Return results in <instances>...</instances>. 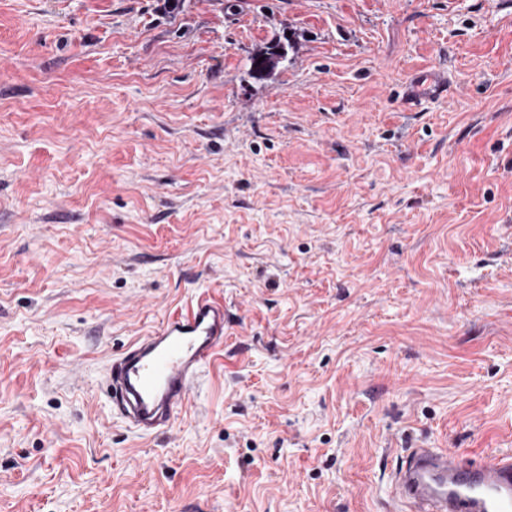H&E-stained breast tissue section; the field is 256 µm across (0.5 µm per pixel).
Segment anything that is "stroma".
I'll return each mask as SVG.
<instances>
[{"label": "stroma", "instance_id": "stroma-1", "mask_svg": "<svg viewBox=\"0 0 512 512\" xmlns=\"http://www.w3.org/2000/svg\"><path fill=\"white\" fill-rule=\"evenodd\" d=\"M202 294L139 436L106 367ZM420 444L512 450V0H0V512H388ZM291 48L289 37L274 36L264 47L256 51L250 58L249 73L253 78L265 79L281 67L287 58L288 50ZM281 49L282 53L277 52ZM260 57L264 60L257 64ZM448 85V73L442 69L433 70L417 78L404 97L409 104L420 106L429 100L446 98ZM223 348L224 302L191 300L112 360L105 384L113 414L142 436L167 430Z\"/></svg>", "mask_w": 512, "mask_h": 512}]
</instances>
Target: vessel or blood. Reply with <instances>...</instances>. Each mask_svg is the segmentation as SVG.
I'll return each instance as SVG.
<instances>
[{
	"label": "vessel or blood",
	"mask_w": 512,
	"mask_h": 512,
	"mask_svg": "<svg viewBox=\"0 0 512 512\" xmlns=\"http://www.w3.org/2000/svg\"><path fill=\"white\" fill-rule=\"evenodd\" d=\"M446 71L405 92L419 106L448 95ZM224 348V303L200 296L113 359L106 374L114 415L142 436L171 427L203 369ZM394 512H512V452L466 461L453 448H409L389 480Z\"/></svg>",
	"instance_id": "obj_1"
}]
</instances>
